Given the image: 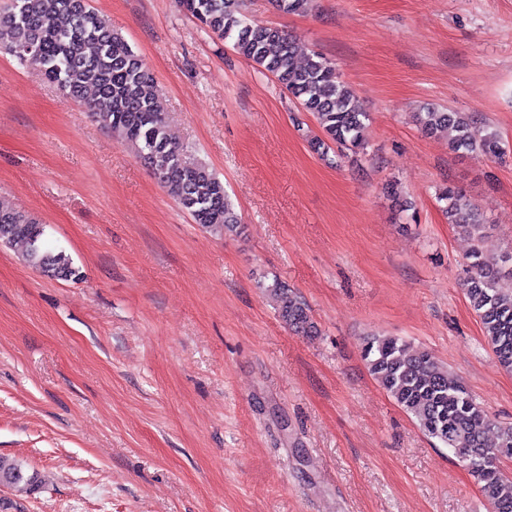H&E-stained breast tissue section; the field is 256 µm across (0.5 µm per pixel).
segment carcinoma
Here are the masks:
<instances>
[{
  "label": "carcinoma",
  "mask_w": 512,
  "mask_h": 512,
  "mask_svg": "<svg viewBox=\"0 0 512 512\" xmlns=\"http://www.w3.org/2000/svg\"><path fill=\"white\" fill-rule=\"evenodd\" d=\"M182 8L219 39L232 40L233 50L271 74L305 112L312 113L320 134L311 149L329 158L335 148L354 154L364 149L368 113L358 107L351 87L336 66L318 53L296 62L294 41L280 28L249 20L241 0H180ZM0 50L30 67L67 95L87 103L105 129L132 144L153 177L179 203L193 223L218 235H240L241 224L224 183L186 147L172 140L165 113L152 94L154 77L124 38L114 32L88 0H8L0 8ZM421 131L430 137L451 130L450 149L487 159L504 156L502 139L491 127L476 135L474 118L428 108L416 113ZM448 223L472 242L466 257L465 286L488 345L499 364L512 370V292L499 282L512 276L489 262L482 244L486 224L461 190L448 187L438 195ZM0 245L14 247L24 261L58 280H76L80 271L62 250L45 241V226L17 211L0 196ZM279 316L297 335L318 333L306 302L282 282L265 287ZM369 373L428 437L448 448L465 465L494 512H512V476L501 460L512 459V427L500 426L448 368L396 336L373 335L364 346ZM497 431L489 446L487 434ZM497 449L500 457L487 452ZM0 484L20 493L35 490L36 471L0 456Z\"/></svg>",
  "instance_id": "obj_1"
}]
</instances>
